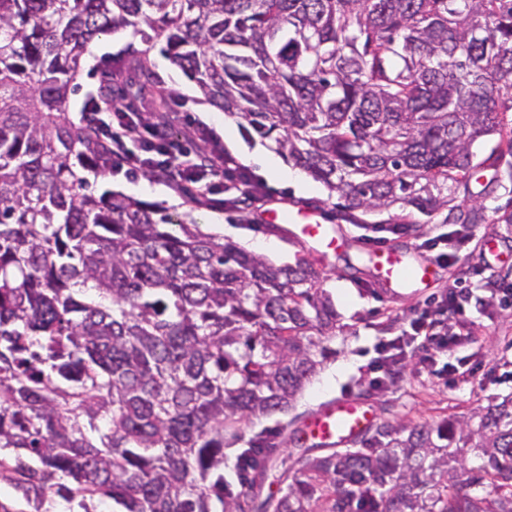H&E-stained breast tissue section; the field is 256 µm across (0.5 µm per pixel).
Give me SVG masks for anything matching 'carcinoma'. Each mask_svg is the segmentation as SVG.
I'll return each mask as SVG.
<instances>
[{
    "instance_id": "obj_1",
    "label": "carcinoma",
    "mask_w": 512,
    "mask_h": 512,
    "mask_svg": "<svg viewBox=\"0 0 512 512\" xmlns=\"http://www.w3.org/2000/svg\"><path fill=\"white\" fill-rule=\"evenodd\" d=\"M126 28L345 218L482 224L456 190L512 152V0H0V512H512V397L475 427L384 422L324 455L297 427L290 464L279 431L245 437L333 353L327 265H274L90 189L112 155L68 93L92 41ZM131 70L147 58L107 65ZM114 97L173 111L143 87ZM227 432L245 445L235 487ZM278 465L284 488L260 498Z\"/></svg>"
}]
</instances>
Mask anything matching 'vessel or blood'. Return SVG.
Here are the masks:
<instances>
[{
    "label": "vessel or blood",
    "mask_w": 512,
    "mask_h": 512,
    "mask_svg": "<svg viewBox=\"0 0 512 512\" xmlns=\"http://www.w3.org/2000/svg\"><path fill=\"white\" fill-rule=\"evenodd\" d=\"M288 219L298 223L301 237L323 254L338 253L344 244L336 226L320 223L315 212L300 209L289 214ZM367 253L374 261L380 286L391 293L410 282L426 284L434 273L431 259L424 257L413 263L404 252L390 246L374 245L368 247ZM373 420V412L364 402L343 396L328 401L313 412L302 428L309 439L342 448L362 436Z\"/></svg>",
    "instance_id": "obj_1"
}]
</instances>
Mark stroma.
I'll use <instances>...</instances> for the list:
<instances>
[{"instance_id": "1", "label": "stroma", "mask_w": 512, "mask_h": 512, "mask_svg": "<svg viewBox=\"0 0 512 512\" xmlns=\"http://www.w3.org/2000/svg\"><path fill=\"white\" fill-rule=\"evenodd\" d=\"M146 51L157 86L175 96L179 130L196 131L206 125L221 150L234 156L244 174L264 193L262 202L244 201L236 208L224 204V177L205 175L212 191L199 198L194 185L178 189L143 172L90 175L97 190L109 189L157 205L176 218L195 222L201 232L216 234L244 245L245 242L272 244L267 259L277 265L294 261L305 245L287 231L271 228L267 214L305 207L319 213L327 224H340L345 235L342 250L331 259L333 265L323 286L336 303L342 329L336 334L337 353L306 385L288 413L247 425L246 433L262 428L279 429L289 436L296 420L305 419L326 402L343 395L370 405L376 422L469 420L492 397L512 393V298L505 296L494 280L512 283V154H504L497 167L484 169L479 181L470 183L473 199L485 208L486 222L498 235L496 249H489L480 230L453 250L447 263L437 264L435 278L425 288H408L396 295L380 287L370 264L364 263V246L371 236L380 243L410 254H420L421 243L433 236L435 220H414L409 211L393 208L361 215L358 223L338 220L334 199L315 180L298 188L284 178L264 174L247 161V150L259 146L260 138L248 137L236 120L209 105L197 85L171 65L160 43L146 45L140 35L126 29L99 36L89 47L83 62L79 88L69 96L73 117H80L91 95L104 82L107 58ZM415 222L414 231L393 232L396 224ZM466 292L464 313L441 312L439 302L448 292ZM442 313L452 334L474 332V343L442 357L409 340L410 321L416 314ZM400 340L398 374L393 387L375 389L373 364L378 340ZM470 370L467 381L455 380L449 367Z\"/></svg>"}]
</instances>
